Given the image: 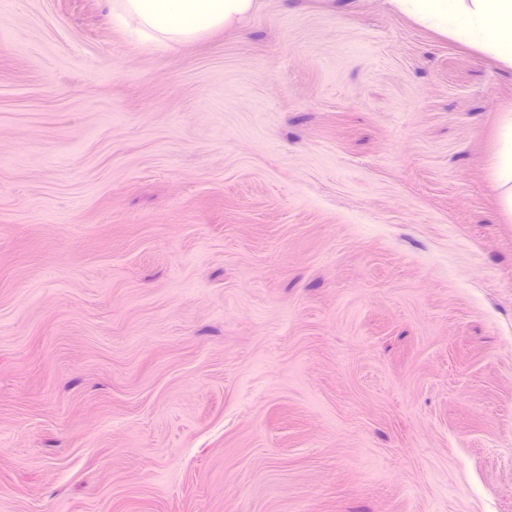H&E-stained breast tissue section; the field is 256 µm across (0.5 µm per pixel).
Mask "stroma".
I'll list each match as a JSON object with an SVG mask.
<instances>
[{"label": "stroma", "mask_w": 512, "mask_h": 512, "mask_svg": "<svg viewBox=\"0 0 512 512\" xmlns=\"http://www.w3.org/2000/svg\"><path fill=\"white\" fill-rule=\"evenodd\" d=\"M511 105L383 0H0V512H512ZM257 0H105L112 15L130 20L146 36L145 48L170 47L198 39L214 29L241 25ZM489 174L498 193L501 216L512 222V107L499 112L496 146L490 157Z\"/></svg>", "instance_id": "obj_1"}]
</instances>
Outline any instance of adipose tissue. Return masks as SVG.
Masks as SVG:
<instances>
[{"instance_id": "obj_1", "label": "adipose tissue", "mask_w": 512, "mask_h": 512, "mask_svg": "<svg viewBox=\"0 0 512 512\" xmlns=\"http://www.w3.org/2000/svg\"><path fill=\"white\" fill-rule=\"evenodd\" d=\"M119 20L143 34V47L192 41L241 25L256 0H106ZM417 26L473 48L512 70V0H386ZM489 174L502 217L512 222V107L499 114Z\"/></svg>"}]
</instances>
